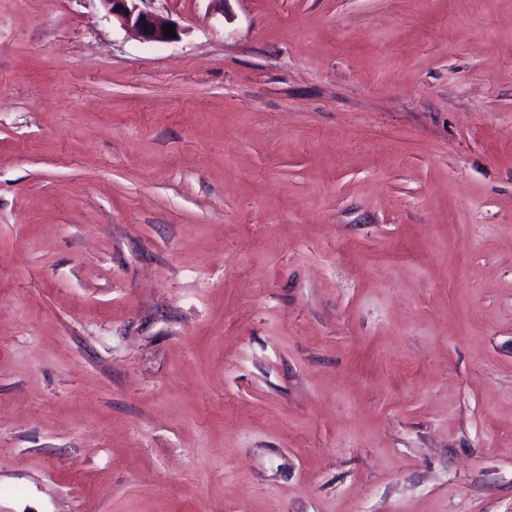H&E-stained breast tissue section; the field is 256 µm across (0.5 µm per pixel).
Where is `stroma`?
<instances>
[{
    "mask_svg": "<svg viewBox=\"0 0 512 512\" xmlns=\"http://www.w3.org/2000/svg\"><path fill=\"white\" fill-rule=\"evenodd\" d=\"M0 0V512H512V0ZM146 1L152 0H99L108 16L133 30L143 41L172 43L180 40L183 30L178 24L141 6ZM165 25H174L176 36L168 37Z\"/></svg>",
    "mask_w": 512,
    "mask_h": 512,
    "instance_id": "stroma-1",
    "label": "stroma"
}]
</instances>
